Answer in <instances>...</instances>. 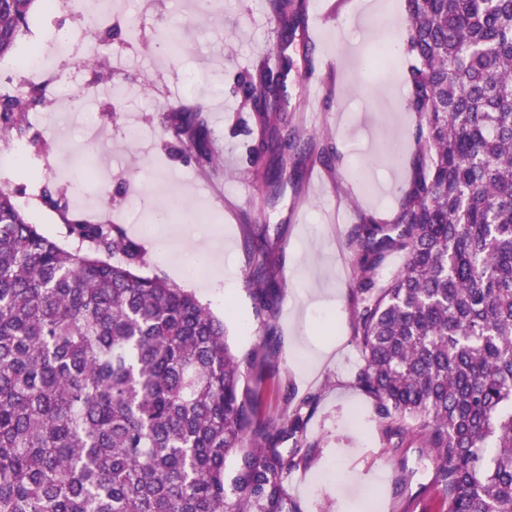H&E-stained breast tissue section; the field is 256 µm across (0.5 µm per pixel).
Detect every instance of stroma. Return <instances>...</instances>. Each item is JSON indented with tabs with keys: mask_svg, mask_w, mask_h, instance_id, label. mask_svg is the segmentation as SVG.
Listing matches in <instances>:
<instances>
[{
	"mask_svg": "<svg viewBox=\"0 0 512 512\" xmlns=\"http://www.w3.org/2000/svg\"><path fill=\"white\" fill-rule=\"evenodd\" d=\"M112 25V42L104 49L84 37L80 18L66 5L31 14L12 55L0 60V83L23 86L22 62L42 29L51 26L83 36L86 53L107 50L114 83L128 89L122 100H113L105 85H91L84 67L60 64L57 81L81 93L84 108H112L116 115L102 121L95 134L73 125L65 139L57 135L50 111H36L29 115L31 136L42 143L43 154L62 166L96 151L108 154L110 169L90 191L108 190L110 203L104 210H84L89 221H112L143 247L149 234H166L172 226L190 228L218 251L220 260L210 267V275L233 278L235 288L216 294L202 284L195 292L224 320L237 355L258 350L268 336H275L278 352L262 359L243 384L261 395L262 422L277 423L302 411L305 435L314 445L311 461L282 478L298 512H407L411 499L432 490L434 471L416 447L392 446L374 400L356 383L362 355L354 336L350 288L351 222L364 213L394 216L399 191L419 153L409 138L419 116L405 108V66L386 70L370 83L363 76L372 44L402 37L401 0H307L306 25L319 27L323 39L291 45L288 94L291 101H305L313 115L306 128L326 133L338 155L299 166L284 159V166L297 171L267 206L247 179L245 113L232 92L240 73L276 51L267 0H219L214 9L207 0H127L113 14ZM177 33L185 48L171 60L162 51ZM327 54L335 56L338 67L314 99L303 74L308 64L321 63ZM189 69L222 79L218 86L207 79L200 82L192 95L208 104L204 117L213 150L224 160L206 173L160 127L162 109L183 99ZM132 122L144 131L136 146L128 142ZM391 139L403 143L394 158L383 152ZM4 183L16 189L18 202L42 233L71 247L65 224L39 199L45 186H63V178L34 182L15 172L0 173V185ZM228 202L269 227L284 283L271 323L255 315L253 296L242 278L247 266L244 228L225 220ZM339 205L346 207L350 223L338 229L330 219ZM311 396L316 402L309 407L305 401Z\"/></svg>",
	"mask_w": 512,
	"mask_h": 512,
	"instance_id": "stroma-1",
	"label": "stroma"
}]
</instances>
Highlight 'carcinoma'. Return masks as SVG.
<instances>
[{
    "instance_id": "1",
    "label": "carcinoma",
    "mask_w": 512,
    "mask_h": 512,
    "mask_svg": "<svg viewBox=\"0 0 512 512\" xmlns=\"http://www.w3.org/2000/svg\"><path fill=\"white\" fill-rule=\"evenodd\" d=\"M0 0V59L39 3ZM278 64L239 83L248 112L247 177L276 190L284 168L261 152L322 158L288 110V48L305 0H268ZM400 42L406 109L429 163L413 171L390 221L363 214L351 237L357 383L395 447L420 441L448 512H512V0H405ZM92 84L112 67L82 61ZM31 87L0 96V145L28 137ZM202 102L162 110L166 135L215 167ZM68 250L0 186V512H297L281 477L307 456L282 454L302 418L253 420L224 322L196 295L142 276L145 252L118 224H91L61 190H42ZM244 272L255 315L275 316L281 284L268 228L244 217ZM405 262L387 282L385 258ZM251 447H244L246 437ZM237 456L228 495L224 464Z\"/></svg>"
}]
</instances>
